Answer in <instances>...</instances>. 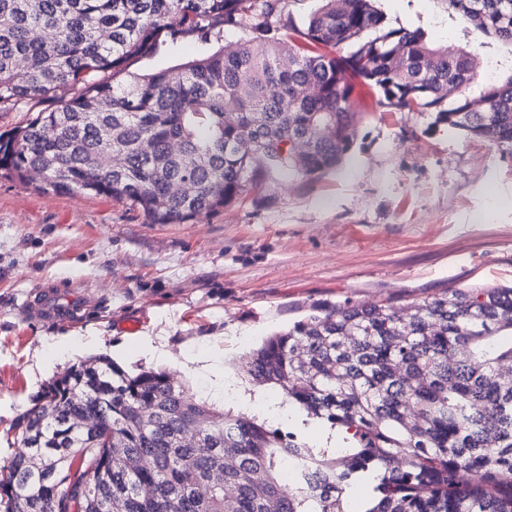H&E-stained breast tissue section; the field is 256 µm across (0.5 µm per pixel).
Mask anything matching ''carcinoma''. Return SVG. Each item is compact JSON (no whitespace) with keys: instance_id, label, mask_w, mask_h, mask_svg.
<instances>
[{"instance_id":"1","label":"carcinoma","mask_w":512,"mask_h":512,"mask_svg":"<svg viewBox=\"0 0 512 512\" xmlns=\"http://www.w3.org/2000/svg\"><path fill=\"white\" fill-rule=\"evenodd\" d=\"M448 11L512 44V0H448ZM279 12L281 0H0V110L79 88L0 133V175L186 224L236 202L263 166L335 167L356 133L355 78L396 111H436L512 153V76L447 107L474 78L471 51L387 27L374 0H323L299 35L349 51L306 53L274 37ZM226 29L241 33L233 50L129 71L163 35L207 44ZM241 368L342 440L313 447L164 370L98 359L18 418L0 512H347L363 489L360 512H512V287L324 304Z\"/></svg>"}]
</instances>
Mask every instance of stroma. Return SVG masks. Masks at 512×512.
<instances>
[{"label": "stroma", "instance_id": "35a3bbf8", "mask_svg": "<svg viewBox=\"0 0 512 512\" xmlns=\"http://www.w3.org/2000/svg\"><path fill=\"white\" fill-rule=\"evenodd\" d=\"M389 27L422 28L465 46L487 82L512 75V46L448 13V0H376ZM239 34L135 62L154 73L236 46ZM492 78H484L486 62ZM356 81V136L330 171L260 172L231 206L186 224H150L106 197L42 194L0 178V467L15 423L43 388L92 356L129 372L166 369L199 395L247 379L237 361L273 332L323 304H403L448 288L512 285V155L465 136L436 112H387ZM72 285L79 319L43 323L21 312L40 286ZM162 340L171 358L143 355ZM210 358L191 376L184 356Z\"/></svg>", "mask_w": 512, "mask_h": 512}]
</instances>
